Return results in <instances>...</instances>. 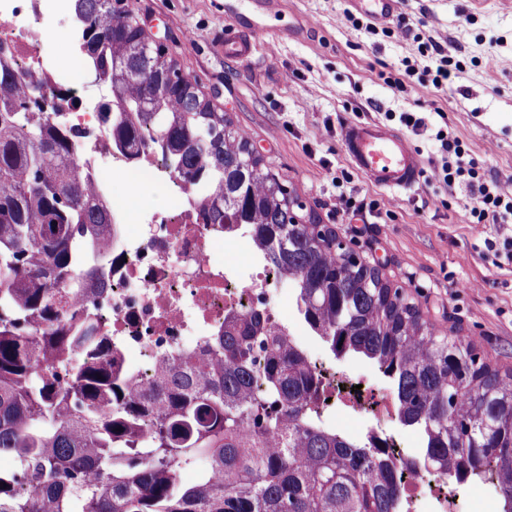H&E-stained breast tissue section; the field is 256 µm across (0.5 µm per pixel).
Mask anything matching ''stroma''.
<instances>
[{"label": "stroma", "mask_w": 512, "mask_h": 512, "mask_svg": "<svg viewBox=\"0 0 512 512\" xmlns=\"http://www.w3.org/2000/svg\"><path fill=\"white\" fill-rule=\"evenodd\" d=\"M224 2L133 0L149 36L284 175L306 210L401 286L425 319L443 331L456 327L492 367L512 370V264L498 267L484 255L498 225L472 223L476 201L462 184L449 192L425 179L401 195L370 184L340 140L351 121L406 133L400 113L417 112L462 142L487 180L512 195V0H401L371 34L368 17L343 22L346 0H280L267 20L271 45L246 59L213 46L224 31ZM431 36L454 66L441 89L425 72ZM343 173L353 196L391 210L386 222L360 234L337 212L332 179ZM303 341L311 360L386 387L371 364L335 360L317 337Z\"/></svg>", "instance_id": "obj_1"}]
</instances>
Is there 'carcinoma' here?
<instances>
[{
	"label": "carcinoma",
	"instance_id": "obj_1",
	"mask_svg": "<svg viewBox=\"0 0 512 512\" xmlns=\"http://www.w3.org/2000/svg\"><path fill=\"white\" fill-rule=\"evenodd\" d=\"M82 52L109 87L112 140L152 142L205 224H243L310 333L389 380L433 478L497 482L512 512V370L425 320L150 40L132 0H75ZM47 88L0 59V512H395L399 479L345 432L305 419L316 374L256 317L224 323V358L164 363L135 395L97 322L62 297L94 287L111 215ZM192 469L191 484L181 472Z\"/></svg>",
	"mask_w": 512,
	"mask_h": 512
}]
</instances>
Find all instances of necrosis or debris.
Returning a JSON list of instances; mask_svg holds the SVG:
<instances>
[{
  "label": "necrosis or debris",
  "mask_w": 512,
  "mask_h": 512,
  "mask_svg": "<svg viewBox=\"0 0 512 512\" xmlns=\"http://www.w3.org/2000/svg\"><path fill=\"white\" fill-rule=\"evenodd\" d=\"M48 11L69 24L72 66L57 65L54 41L40 34ZM82 39L71 0H0V44L8 48L13 67L46 84L49 105L67 112L79 132L78 159L84 175L112 207L116 235L112 258L102 266L108 288L91 299H78L76 306L89 311L111 336L112 353L131 386H139L152 366L202 354L230 314L252 312L265 329L287 332L288 314L270 297L268 266L244 269L224 264L218 256L224 245L247 242L244 230L201 223L195 193L175 179L158 153L148 151L140 159H130L107 135L103 108L109 98L86 91ZM115 174L161 188L170 206L133 212L112 192ZM317 399L327 405L331 426L342 424L358 406H372L374 419L363 424L356 441L375 450L401 477V512H415L423 503L433 512H454L452 495H436L421 481L420 456L394 448L385 428L397 416L392 394L357 388L347 372L333 371L320 375Z\"/></svg>",
  "instance_id": "obj_1"
}]
</instances>
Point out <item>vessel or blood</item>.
<instances>
[{"label":"vessel or blood","instance_id":"b4317fda","mask_svg":"<svg viewBox=\"0 0 512 512\" xmlns=\"http://www.w3.org/2000/svg\"><path fill=\"white\" fill-rule=\"evenodd\" d=\"M352 9L378 22L389 21L399 0H348ZM268 28L262 17L245 21L232 6L224 8V32L219 41L227 56L250 57ZM344 151L352 166L374 185L407 193L420 183L423 163L405 136L373 121L347 123L342 132Z\"/></svg>","mask_w":512,"mask_h":512}]
</instances>
